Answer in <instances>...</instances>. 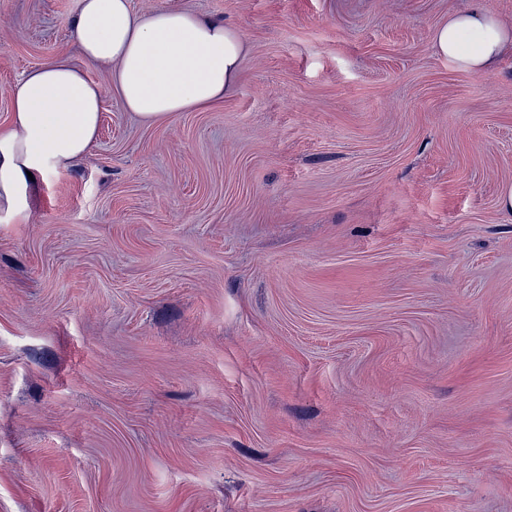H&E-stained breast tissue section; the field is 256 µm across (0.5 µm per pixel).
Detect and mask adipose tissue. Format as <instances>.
<instances>
[{"label":"adipose tissue","mask_w":512,"mask_h":512,"mask_svg":"<svg viewBox=\"0 0 512 512\" xmlns=\"http://www.w3.org/2000/svg\"><path fill=\"white\" fill-rule=\"evenodd\" d=\"M75 29L88 62L113 67L125 108L147 121L223 100L245 44L234 26L187 11L135 14L130 0H80ZM434 51L475 74L512 51V29L478 6L449 17ZM101 90L64 60L43 64L12 94L13 124L0 131V210L24 211L31 177L70 167L95 136Z\"/></svg>","instance_id":"obj_1"}]
</instances>
